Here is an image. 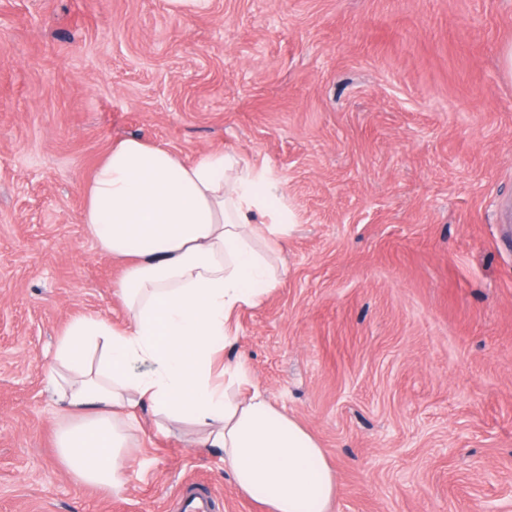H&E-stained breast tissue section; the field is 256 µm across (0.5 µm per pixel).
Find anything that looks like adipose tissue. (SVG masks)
<instances>
[{"mask_svg":"<svg viewBox=\"0 0 512 512\" xmlns=\"http://www.w3.org/2000/svg\"><path fill=\"white\" fill-rule=\"evenodd\" d=\"M80 214L97 249L127 266L125 318L73 317L54 361L65 424L62 461L83 484L119 489L136 411L190 423L224 453L237 489L271 512H329L336 474L314 437L224 364L234 313L259 304L276 278L268 255L292 231L270 172L235 153L194 161L140 138L114 141L94 168Z\"/></svg>","mask_w":512,"mask_h":512,"instance_id":"obj_1","label":"adipose tissue"}]
</instances>
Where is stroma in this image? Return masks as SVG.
Returning <instances> with one entry per match:
<instances>
[{
    "instance_id": "obj_1",
    "label": "stroma",
    "mask_w": 512,
    "mask_h": 512,
    "mask_svg": "<svg viewBox=\"0 0 512 512\" xmlns=\"http://www.w3.org/2000/svg\"><path fill=\"white\" fill-rule=\"evenodd\" d=\"M512 0H0V512H263L149 411L116 492L55 446L73 316L118 322L79 222L113 140L267 168L295 227L228 364L319 441L332 512H512Z\"/></svg>"
}]
</instances>
